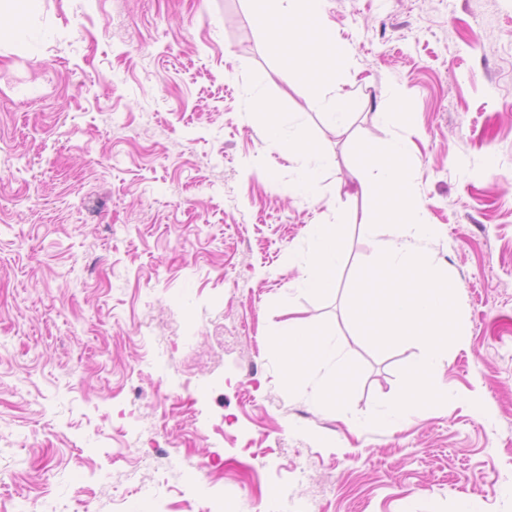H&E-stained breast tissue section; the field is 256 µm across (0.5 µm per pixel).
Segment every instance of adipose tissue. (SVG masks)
Wrapping results in <instances>:
<instances>
[{
	"label": "adipose tissue",
	"mask_w": 512,
	"mask_h": 512,
	"mask_svg": "<svg viewBox=\"0 0 512 512\" xmlns=\"http://www.w3.org/2000/svg\"><path fill=\"white\" fill-rule=\"evenodd\" d=\"M260 3L257 21L270 39L281 48L302 53L308 62L322 70L333 94L321 99L320 106L331 129L344 128L350 114L338 91L348 79L353 55L347 50L341 63L330 62L326 50L335 45L336 33L325 20L324 0H260ZM254 108L265 118L263 139L267 147L301 160L288 185L289 193L305 200L313 198L327 157L295 132L294 121L284 119L275 103L260 98ZM342 235L343 223L338 219L309 226V249L293 258L301 270L297 286L303 294L322 297L335 290V274L343 254ZM270 336L280 350L284 392H292L306 378L310 367L319 366L331 372L334 379L317 393L318 403L343 400L349 377L333 339L299 321L289 322L287 330L271 331Z\"/></svg>",
	"instance_id": "adipose-tissue-1"
}]
</instances>
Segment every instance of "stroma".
Masks as SVG:
<instances>
[{"instance_id":"obj_1","label":"stroma","mask_w":512,"mask_h":512,"mask_svg":"<svg viewBox=\"0 0 512 512\" xmlns=\"http://www.w3.org/2000/svg\"><path fill=\"white\" fill-rule=\"evenodd\" d=\"M257 8L0 5V512H277L285 490L291 512H512V0H326L354 55L340 134ZM258 97L329 155L315 199L289 197ZM382 112L420 131L410 163L463 332L436 377L452 403L393 433L370 419L419 350L360 335L348 290L375 245L365 200L336 193ZM333 206L336 291L306 296L289 255ZM296 319L338 342L342 406L315 405L318 369L284 394L268 333Z\"/></svg>"}]
</instances>
